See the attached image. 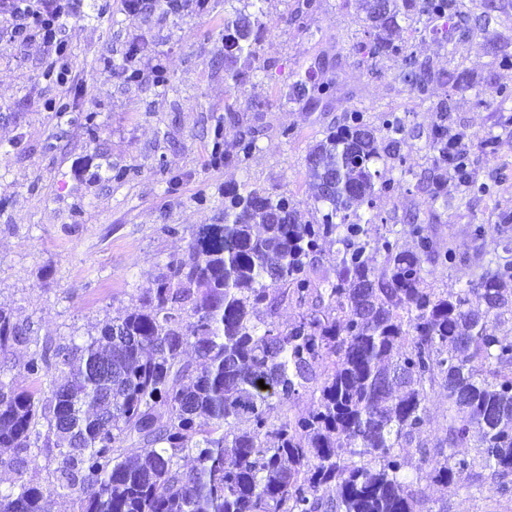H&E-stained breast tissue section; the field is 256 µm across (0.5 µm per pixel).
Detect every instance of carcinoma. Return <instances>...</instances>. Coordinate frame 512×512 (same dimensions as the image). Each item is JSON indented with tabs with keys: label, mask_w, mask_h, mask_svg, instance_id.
I'll use <instances>...</instances> for the list:
<instances>
[{
	"label": "carcinoma",
	"mask_w": 512,
	"mask_h": 512,
	"mask_svg": "<svg viewBox=\"0 0 512 512\" xmlns=\"http://www.w3.org/2000/svg\"><path fill=\"white\" fill-rule=\"evenodd\" d=\"M251 6L252 21L238 10L224 17V73L236 87L249 81L265 32L262 7ZM511 6L359 0L365 37L353 50L372 69L397 63L395 78L422 100L437 82L505 112L509 96L475 84L461 49L512 24ZM402 23L420 33L436 24L448 69L397 39ZM240 58L248 68H235ZM326 88L299 72L287 100ZM428 111L430 215L450 177L465 197L490 188L473 175V138L454 127L452 97ZM408 134L394 112L376 124L350 112L307 155L321 218L302 221L285 197L229 190L223 223L200 226L187 255L155 276L142 303L76 347V361L64 347L34 350L25 369L52 377L46 396L0 382V451L15 452L16 471L0 489V512H52L58 497L74 512H432L409 489L399 449L411 447L419 482L450 485L467 472L478 493L511 491L512 337L499 327L512 322V258L497 256L448 288L423 286L425 264L461 260L423 234L417 214L411 249L378 228L376 201L394 184L386 173H407L399 148ZM326 242L336 246L332 279L315 265ZM369 250L383 258L378 275ZM292 297L304 310L283 330L273 316ZM20 339L0 305V350ZM189 347L196 364L185 359ZM310 386L319 393L311 411L272 420ZM438 388L448 419L433 453L423 434ZM41 456L58 460L44 483L28 475ZM189 456L187 471L180 461Z\"/></svg>",
	"instance_id": "obj_1"
}]
</instances>
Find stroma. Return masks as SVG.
Wrapping results in <instances>:
<instances>
[{
  "mask_svg": "<svg viewBox=\"0 0 512 512\" xmlns=\"http://www.w3.org/2000/svg\"><path fill=\"white\" fill-rule=\"evenodd\" d=\"M264 9L259 66L239 88L224 75V0H209L200 13L156 10L138 18L126 16L120 0H86L66 29L72 61L63 88L42 77L40 38L0 44V305L27 336L0 351V382L47 394L49 378L24 369L35 346L82 344L104 320L136 305L159 271L186 254L193 230L219 223L225 189L287 196L313 219L307 153L355 109L372 122L385 111L408 121L400 147L408 174L377 202L405 245L412 242L408 217L428 200L415 179L432 165L424 149L432 122L427 100L452 96L461 131L496 137L493 154L478 146L471 153L472 171L490 194L462 204L456 182L444 187L448 204L436 207L427 231L461 262L450 270L426 264L428 286L480 274L512 246V226L472 235L473 225L497 224L501 210H512L506 113L479 104L473 90L452 93L438 83L423 101L394 80L392 65L357 67L355 0H315L297 20L293 0H267ZM135 44L143 75L130 81L121 69ZM462 52L475 81L512 92V30L473 38ZM107 60L112 77L89 82ZM317 65L332 81L328 92L316 103L287 102L296 73ZM50 101L65 103L66 113L47 111ZM230 108L239 124L226 122ZM243 135L254 136L255 147L241 160ZM471 484L464 473L453 485L425 483L421 490L430 512L443 504L450 512H512V493L477 494Z\"/></svg>",
  "mask_w": 512,
  "mask_h": 512,
  "instance_id": "obj_1",
  "label": "stroma"
}]
</instances>
